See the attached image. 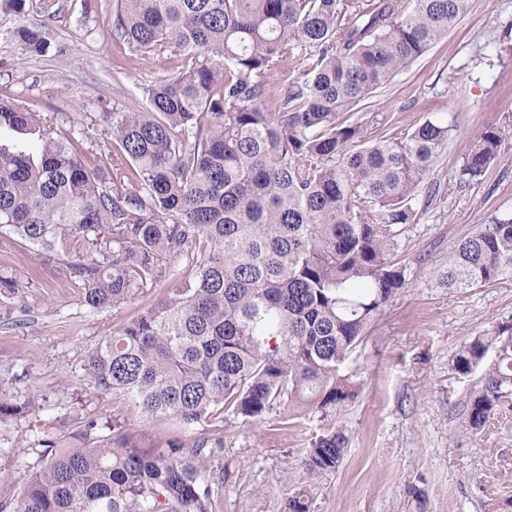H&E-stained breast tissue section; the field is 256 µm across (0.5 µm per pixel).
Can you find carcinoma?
<instances>
[{
  "label": "carcinoma",
  "instance_id": "obj_1",
  "mask_svg": "<svg viewBox=\"0 0 512 512\" xmlns=\"http://www.w3.org/2000/svg\"><path fill=\"white\" fill-rule=\"evenodd\" d=\"M470 0H117L113 36L166 53L172 73L144 88L146 110L112 113L115 151L89 162L58 134L53 113L0 98V130L37 153L0 144V246L16 242L63 261L91 312L118 307L165 280L170 294L104 337L85 374L147 418L197 431L189 444L143 448L120 422L93 445L50 434L11 512H211L224 469L201 468L224 447V425L316 420L301 460L306 485L283 512H311L318 481L343 463L332 424L357 395L344 364L407 285L397 242L421 183L454 125L433 117L368 140L350 113L444 37ZM18 38L36 53L40 26ZM300 62L303 78L272 92L264 77ZM276 96L275 107L266 100ZM512 138L488 123L458 170L478 180ZM512 277V213L451 246L440 283L467 289ZM496 358L467 400L478 436L512 395V334H479L455 370ZM0 418L32 402L2 392Z\"/></svg>",
  "mask_w": 512,
  "mask_h": 512
}]
</instances>
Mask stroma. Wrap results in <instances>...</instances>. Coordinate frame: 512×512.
<instances>
[{
  "label": "stroma",
  "instance_id": "35a3bbf8",
  "mask_svg": "<svg viewBox=\"0 0 512 512\" xmlns=\"http://www.w3.org/2000/svg\"><path fill=\"white\" fill-rule=\"evenodd\" d=\"M113 10L114 0H24L19 11L0 0V96L53 113L59 133H82L91 154L112 148L103 114L145 107L144 86L171 72L165 55L115 40ZM29 24L48 29L46 53L30 52L16 36ZM509 24L512 0H471L447 36L355 111L371 139L435 115L455 118L457 128L422 187L433 202L418 201L398 242L407 285L346 362L361 383L338 419L349 444L339 470L320 481L312 512H512V398L471 436L465 403L479 376L454 369L473 336L512 327V277L459 291L436 283L453 241L491 215L512 212V141L479 180L456 179L476 132L512 121V53L499 48ZM0 275L21 282L16 291H0V377L13 398L35 404L27 416L0 420V499H16L28 478L32 431L58 418L65 446L79 442L90 416L126 422L148 444L193 439L175 421L143 420L125 396L83 380L102 336L164 298L171 281L92 312L65 268L27 247L0 249ZM315 430V423L285 422L275 413L226 426L228 477L212 512H280L305 482L300 461Z\"/></svg>",
  "mask_w": 512,
  "mask_h": 512
}]
</instances>
